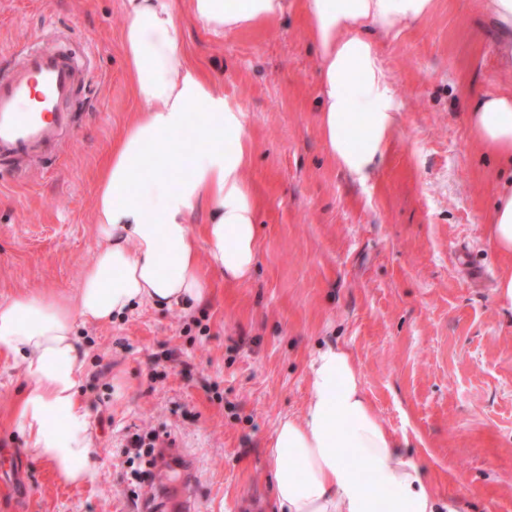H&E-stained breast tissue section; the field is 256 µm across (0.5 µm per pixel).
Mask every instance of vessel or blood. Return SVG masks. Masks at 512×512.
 Wrapping results in <instances>:
<instances>
[{
  "mask_svg": "<svg viewBox=\"0 0 512 512\" xmlns=\"http://www.w3.org/2000/svg\"><path fill=\"white\" fill-rule=\"evenodd\" d=\"M83 78L65 36L22 49L0 72V167L21 178L60 150L73 127L66 104Z\"/></svg>",
  "mask_w": 512,
  "mask_h": 512,
  "instance_id": "vessel-or-blood-1",
  "label": "vessel or blood"
}]
</instances>
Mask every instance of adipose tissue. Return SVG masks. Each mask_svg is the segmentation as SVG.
I'll return each instance as SVG.
<instances>
[{"mask_svg": "<svg viewBox=\"0 0 512 512\" xmlns=\"http://www.w3.org/2000/svg\"><path fill=\"white\" fill-rule=\"evenodd\" d=\"M121 50L145 109L112 144L99 177L94 262L76 297L20 293L0 302V350L27 380L19 421L29 451L68 483L92 480L94 439L78 399L84 352L78 324H97L135 305L186 309L202 302V266L246 281L258 248L257 204L241 112L218 85L193 73L180 44L185 20L221 35L280 16L286 0H123ZM433 0H305L319 66L318 124L329 157L368 179L401 127L393 83L378 51ZM475 145L512 165V92L476 96L466 115ZM199 148L183 150L185 137ZM207 206L200 228L191 211ZM509 264L499 301L512 306V185L487 227ZM302 416L279 419L266 445L278 512H439L422 462L374 413L348 351L320 347L307 373Z\"/></svg>", "mask_w": 512, "mask_h": 512, "instance_id": "adipose-tissue-1", "label": "adipose tissue"}]
</instances>
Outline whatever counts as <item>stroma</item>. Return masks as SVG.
Here are the masks:
<instances>
[{
	"label": "stroma",
	"instance_id": "35a3bbf8",
	"mask_svg": "<svg viewBox=\"0 0 512 512\" xmlns=\"http://www.w3.org/2000/svg\"><path fill=\"white\" fill-rule=\"evenodd\" d=\"M302 0L217 36L194 22L183 48L243 113L244 175L257 202L256 268L206 270L191 311L139 305L77 328L78 398L96 448L94 483L64 482L33 457L18 413L26 378L0 354V512H142L125 452L132 433L178 441L193 481H163L158 512H273L266 444L302 415L318 346L346 348L385 428L407 438L440 499L512 512V311L487 225L505 180L466 122L480 91H512L482 0L433 12L379 46L402 126L365 181L340 171L319 132V71ZM122 0H0V65L72 35L86 67L68 109L74 136L25 178L0 170V301L26 290L76 296L95 259L91 216L107 151L139 112L125 70Z\"/></svg>",
	"mask_w": 512,
	"mask_h": 512
}]
</instances>
